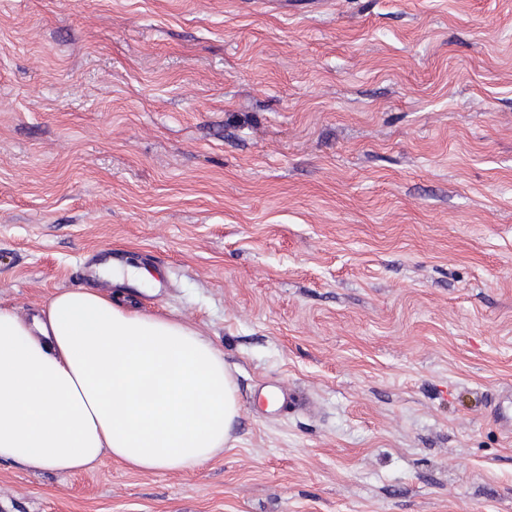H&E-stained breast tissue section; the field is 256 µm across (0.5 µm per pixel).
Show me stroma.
Listing matches in <instances>:
<instances>
[{"instance_id": "1", "label": "stroma", "mask_w": 512, "mask_h": 512, "mask_svg": "<svg viewBox=\"0 0 512 512\" xmlns=\"http://www.w3.org/2000/svg\"><path fill=\"white\" fill-rule=\"evenodd\" d=\"M103 247L235 427L187 470L1 461L0 512H512V0H0V305L112 295ZM125 280L141 286H148L155 281L150 272L143 268L132 266L115 268L114 273L112 272V283L122 285Z\"/></svg>"}]
</instances>
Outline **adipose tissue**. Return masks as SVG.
Listing matches in <instances>:
<instances>
[{
    "mask_svg": "<svg viewBox=\"0 0 512 512\" xmlns=\"http://www.w3.org/2000/svg\"><path fill=\"white\" fill-rule=\"evenodd\" d=\"M112 281V297L64 290L30 321L0 307V460L186 470L228 440L238 404L223 360L193 329L124 304L121 284L149 285V271L121 267Z\"/></svg>",
    "mask_w": 512,
    "mask_h": 512,
    "instance_id": "1",
    "label": "adipose tissue"
}]
</instances>
